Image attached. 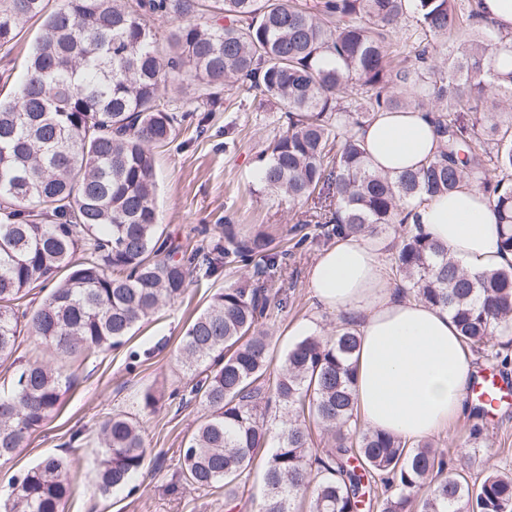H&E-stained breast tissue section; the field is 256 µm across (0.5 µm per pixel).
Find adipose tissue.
Instances as JSON below:
<instances>
[{"mask_svg":"<svg viewBox=\"0 0 512 512\" xmlns=\"http://www.w3.org/2000/svg\"><path fill=\"white\" fill-rule=\"evenodd\" d=\"M375 170L414 169L440 150L425 112H380L358 132ZM421 228L447 246L470 274L512 265L487 197L474 186L430 198L417 209ZM390 240L341 236L308 273L315 302L356 322L355 394L362 423L415 443L468 411L466 386L474 357L447 310L389 288L381 255Z\"/></svg>","mask_w":512,"mask_h":512,"instance_id":"obj_1","label":"adipose tissue"}]
</instances>
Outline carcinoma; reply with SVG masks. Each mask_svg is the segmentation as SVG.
<instances>
[{"instance_id":"obj_1","label":"carcinoma","mask_w":512,"mask_h":512,"mask_svg":"<svg viewBox=\"0 0 512 512\" xmlns=\"http://www.w3.org/2000/svg\"><path fill=\"white\" fill-rule=\"evenodd\" d=\"M153 16L175 23L165 50ZM33 19L42 34L26 78L0 98V363L15 370L0 390V460L27 445L74 379L17 355L18 339L60 361L110 350L186 293L196 263L208 276L249 277L215 293L181 339L190 397L207 410L180 454L186 487L221 485L232 500L267 449L258 512H512L511 472L473 478L429 446L360 427L352 323L302 338L270 372L261 326L283 300L257 285L305 245L308 224L328 239L392 229L408 290L448 310L471 349L494 350L495 333L512 330V266L470 277L409 224L425 197L466 181L489 196L512 252V33L482 16L479 0L466 11L454 0H0V48ZM408 19L420 35L401 50L393 37ZM463 28L473 38L447 50ZM187 79L278 104L288 127L257 156V184L303 204L325 187L335 207L308 210L297 239L226 224L224 239L178 257L159 224L152 148L178 120L166 90ZM409 108L431 114L440 153L397 176L371 169L358 130ZM63 269L40 304L23 305ZM312 422L330 447L312 448ZM98 444L100 494L130 488L147 458L140 423L109 414ZM73 462L41 458L0 512H64Z\"/></svg>"}]
</instances>
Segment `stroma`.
<instances>
[{
  "instance_id": "1",
  "label": "stroma",
  "mask_w": 512,
  "mask_h": 512,
  "mask_svg": "<svg viewBox=\"0 0 512 512\" xmlns=\"http://www.w3.org/2000/svg\"><path fill=\"white\" fill-rule=\"evenodd\" d=\"M41 34V24L30 21L12 46L0 49V96H9L27 73V61ZM221 104L205 126L187 118L177 126L173 140L154 147L158 184L159 222L166 235L190 249L196 247V227L221 229L232 217L238 231L272 235L290 230L295 206L287 199L251 193L256 155L267 136L285 130L276 106L259 104L227 89H220ZM312 242L289 258L285 270L273 273L284 305L267 321L273 337L271 370H278L283 352L300 336L330 331L339 316L314 302L307 284L308 270L327 241L317 226H308ZM239 272L217 276L196 271L185 296L168 304L148 322L136 327L121 347L74 362L76 379L44 425L12 460L0 462V495L8 496L11 479L46 455H65L73 439L84 452L70 472L73 494L65 512H256L263 493L260 474L240 485L234 500L224 490H174L181 448L205 414L197 401L181 399L186 378L177 358L178 346L191 319L219 290L235 286ZM161 395L156 410L144 409L145 389ZM132 414L142 421L148 448L146 474L133 492L102 497L92 481L96 467L97 433L104 416ZM444 451L449 463L467 459L472 476L485 463L512 472V405L501 407L493 418L474 413L450 424L429 438Z\"/></svg>"
}]
</instances>
